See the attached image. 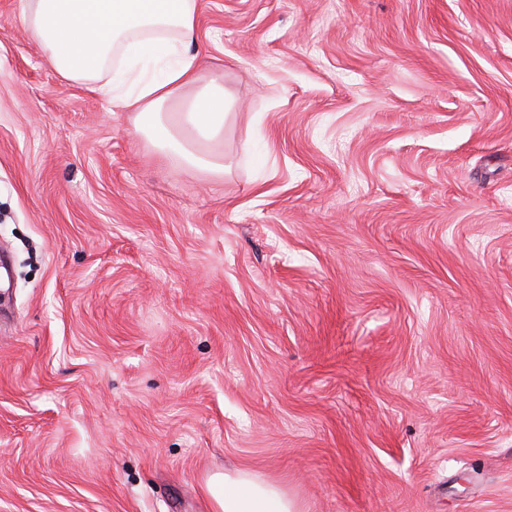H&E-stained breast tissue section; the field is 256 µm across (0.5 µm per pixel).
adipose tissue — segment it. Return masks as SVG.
Returning a JSON list of instances; mask_svg holds the SVG:
<instances>
[{
  "label": "adipose tissue",
  "mask_w": 512,
  "mask_h": 512,
  "mask_svg": "<svg viewBox=\"0 0 512 512\" xmlns=\"http://www.w3.org/2000/svg\"><path fill=\"white\" fill-rule=\"evenodd\" d=\"M21 18L45 62L68 84L135 115L167 162L215 174L231 99L204 78L195 39L196 0H20ZM213 512H300L279 483L238 470L212 474Z\"/></svg>",
  "instance_id": "adipose-tissue-1"
}]
</instances>
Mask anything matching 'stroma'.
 <instances>
[{
	"label": "stroma",
	"instance_id": "stroma-1",
	"mask_svg": "<svg viewBox=\"0 0 512 512\" xmlns=\"http://www.w3.org/2000/svg\"><path fill=\"white\" fill-rule=\"evenodd\" d=\"M223 179L0 0V512H512V0H197ZM206 490L213 512H302L279 483L245 470L212 474Z\"/></svg>",
	"mask_w": 512,
	"mask_h": 512
}]
</instances>
